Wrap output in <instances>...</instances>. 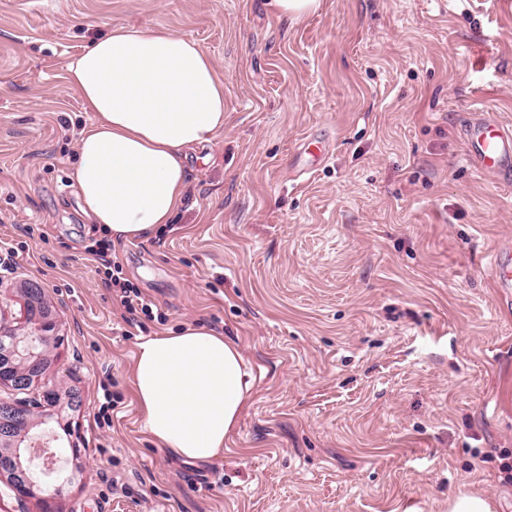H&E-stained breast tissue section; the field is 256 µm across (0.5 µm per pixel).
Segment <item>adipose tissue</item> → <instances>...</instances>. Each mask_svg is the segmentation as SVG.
<instances>
[{
    "mask_svg": "<svg viewBox=\"0 0 512 512\" xmlns=\"http://www.w3.org/2000/svg\"><path fill=\"white\" fill-rule=\"evenodd\" d=\"M67 72L95 115L72 175L81 210L112 243L152 236L185 201L190 151L224 129V82L212 58L169 31L119 27ZM249 376L240 346L208 328L143 337L132 371L141 427L181 458L218 459L250 398Z\"/></svg>",
    "mask_w": 512,
    "mask_h": 512,
    "instance_id": "ef3b65f1",
    "label": "adipose tissue"
}]
</instances>
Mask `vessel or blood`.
Listing matches in <instances>:
<instances>
[{"instance_id":"1","label":"vessel or blood","mask_w":512,"mask_h":512,"mask_svg":"<svg viewBox=\"0 0 512 512\" xmlns=\"http://www.w3.org/2000/svg\"><path fill=\"white\" fill-rule=\"evenodd\" d=\"M468 155L483 170L512 181V127L475 120L465 129Z\"/></svg>"}]
</instances>
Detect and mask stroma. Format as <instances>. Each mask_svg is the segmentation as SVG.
Masks as SVG:
<instances>
[{"label": "stroma", "mask_w": 512, "mask_h": 512, "mask_svg": "<svg viewBox=\"0 0 512 512\" xmlns=\"http://www.w3.org/2000/svg\"><path fill=\"white\" fill-rule=\"evenodd\" d=\"M122 26L196 40L224 81L175 223L112 248L165 316L142 328L71 187L91 115L67 67ZM484 116L512 126V0H323L296 21L267 0H0V301L19 322V282L44 288L64 342L42 382L82 394L30 430H78L59 451L77 479L21 503L0 481V512H448L463 486L512 512V308L491 269L512 182L468 157ZM186 325L234 339L253 376L208 463L157 446L132 386L139 339Z\"/></svg>", "instance_id": "obj_1"}]
</instances>
